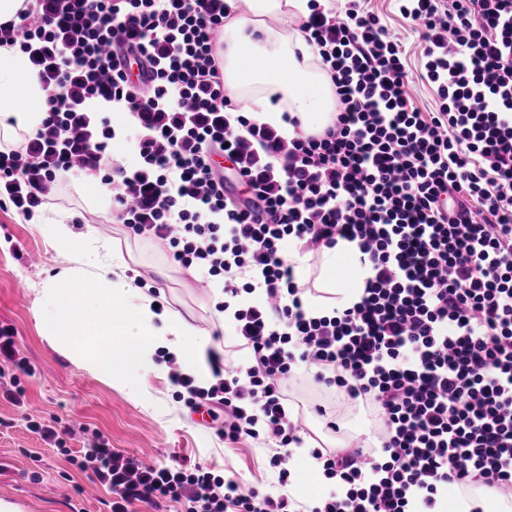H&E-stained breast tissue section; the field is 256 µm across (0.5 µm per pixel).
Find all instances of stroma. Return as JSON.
I'll return each mask as SVG.
<instances>
[{
    "instance_id": "stroma-1",
    "label": "stroma",
    "mask_w": 512,
    "mask_h": 512,
    "mask_svg": "<svg viewBox=\"0 0 512 512\" xmlns=\"http://www.w3.org/2000/svg\"><path fill=\"white\" fill-rule=\"evenodd\" d=\"M365 5L403 43L407 69L417 73L420 38L401 16L396 0H365ZM92 190L107 192L98 179L67 178L58 203L36 211L28 221L13 208H0V325L13 328L20 354L33 370L18 377L25 408L0 398V500L16 505L18 512H108L109 492L71 461L83 446L85 428L101 434L114 450L136 452L151 462L212 467L218 475L271 493L283 491L299 502L321 496L325 480L301 466L289 486H280L277 470L269 465L271 451L262 440L225 443L219 421L191 411L178 399L169 376H147L132 395L48 345L38 290L67 257L91 243L98 246L102 264L125 261V281L142 294L159 293L168 312L191 326L185 338L190 348L202 355L213 343L214 306L221 293L202 288L196 270L171 262L160 246L132 238L123 225L110 223L106 210L88 202ZM59 214L70 216L75 232L64 245L43 230L45 220ZM52 421L73 430L65 449L44 445L29 429L30 423Z\"/></svg>"
}]
</instances>
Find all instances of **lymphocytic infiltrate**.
Masks as SVG:
<instances>
[{
    "label": "lymphocytic infiltrate",
    "mask_w": 512,
    "mask_h": 512,
    "mask_svg": "<svg viewBox=\"0 0 512 512\" xmlns=\"http://www.w3.org/2000/svg\"><path fill=\"white\" fill-rule=\"evenodd\" d=\"M421 31V82L360 0L298 18L336 97L323 134L284 138L224 88L226 0H25L0 46L26 54L46 116L0 150V207L32 218L60 178H100L112 223L163 241L172 259L240 298L233 335L248 356L210 350V381L173 369L191 409L224 410V440L263 439L280 484L294 470L311 377L337 409L370 414L377 445L311 456L336 484L312 512H448L473 487L512 502V0H399ZM128 146L134 164L112 159ZM248 192L224 182L215 154ZM356 243L360 302L306 311L288 251ZM77 466L110 512L177 501L186 512H296L203 466L145 464L92 434Z\"/></svg>",
    "instance_id": "lymphocytic-infiltrate-1"
}]
</instances>
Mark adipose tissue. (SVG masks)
<instances>
[{
    "mask_svg": "<svg viewBox=\"0 0 512 512\" xmlns=\"http://www.w3.org/2000/svg\"><path fill=\"white\" fill-rule=\"evenodd\" d=\"M232 14L224 25V87L252 117L292 136L285 116L298 118L305 131L320 134L331 124L336 98L329 76L315 63L300 31L283 33L282 17L308 16V0H227ZM280 94L286 107L272 105ZM45 92L26 54L0 47V142L12 144L19 132L36 130L46 112ZM15 116L17 125L6 124ZM93 261L78 255L44 282L43 299L52 306L44 338L66 351L79 366L103 378L137 389L148 373L165 374L155 360L166 350L186 373L200 371L197 355L184 341L190 327L179 317L157 314L151 298L124 280L93 274ZM319 296L310 310L349 307L360 299L369 275L354 244L341 241L323 251Z\"/></svg>",
    "mask_w": 512,
    "mask_h": 512,
    "instance_id": "ef3b65f1",
    "label": "adipose tissue"
}]
</instances>
